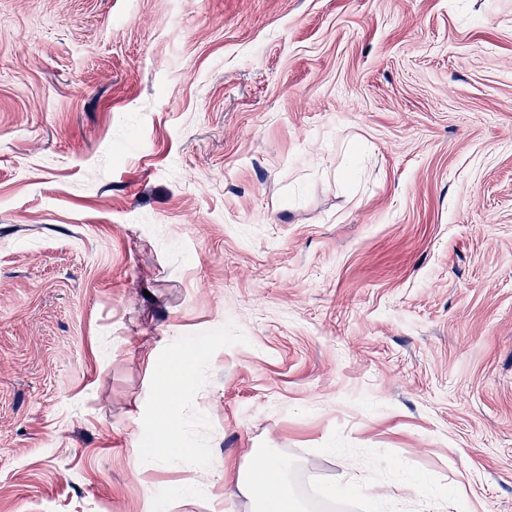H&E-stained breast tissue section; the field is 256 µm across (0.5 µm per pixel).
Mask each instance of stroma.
<instances>
[{
  "label": "stroma",
  "instance_id": "stroma-1",
  "mask_svg": "<svg viewBox=\"0 0 512 512\" xmlns=\"http://www.w3.org/2000/svg\"><path fill=\"white\" fill-rule=\"evenodd\" d=\"M263 449L512 512V0H0V512H254ZM179 361V357L170 361L172 369L167 372V387L160 393L156 405L158 413L171 421L173 432L177 431L179 427L176 422L172 421L173 414L170 406L173 403V391L182 394L186 388L189 375V371L185 367L178 365Z\"/></svg>",
  "mask_w": 512,
  "mask_h": 512
}]
</instances>
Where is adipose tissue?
I'll use <instances>...</instances> for the list:
<instances>
[{"instance_id":"obj_1","label":"adipose tissue","mask_w":512,"mask_h":512,"mask_svg":"<svg viewBox=\"0 0 512 512\" xmlns=\"http://www.w3.org/2000/svg\"><path fill=\"white\" fill-rule=\"evenodd\" d=\"M286 460L259 452L253 455L249 479L238 484V491H254L257 512H298L299 506L287 481Z\"/></svg>"}]
</instances>
